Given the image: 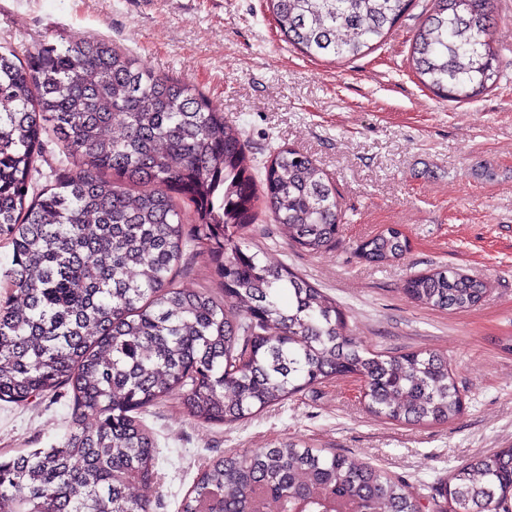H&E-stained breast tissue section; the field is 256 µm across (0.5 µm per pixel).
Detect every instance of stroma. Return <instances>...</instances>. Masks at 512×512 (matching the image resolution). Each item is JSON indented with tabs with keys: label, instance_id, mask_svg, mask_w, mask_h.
<instances>
[{
	"label": "stroma",
	"instance_id": "stroma-1",
	"mask_svg": "<svg viewBox=\"0 0 512 512\" xmlns=\"http://www.w3.org/2000/svg\"><path fill=\"white\" fill-rule=\"evenodd\" d=\"M430 7L414 0L384 42L331 62L288 44L265 0H0V46L109 39L222 108L256 170L282 147L312 156L336 186V246L294 248L270 221L256 225L254 244L336 298L357 342L447 355L465 399L448 424L403 425L364 410L360 380L333 378L248 421L210 425L170 395L142 415L160 452L158 479L132 492L150 512H180L213 460L289 440L352 456L425 496L471 457L512 445V353L500 346L512 336V0H494L490 42L502 78L467 103L437 98L411 68V39ZM66 168L62 146L43 135L30 195ZM389 226L410 241L404 258L359 259L356 245ZM439 267L485 280L483 300L456 313L411 303L406 279ZM211 270L206 253L185 250L176 283L218 293ZM71 407L66 388L1 401L0 457L57 444Z\"/></svg>",
	"mask_w": 512,
	"mask_h": 512
}]
</instances>
